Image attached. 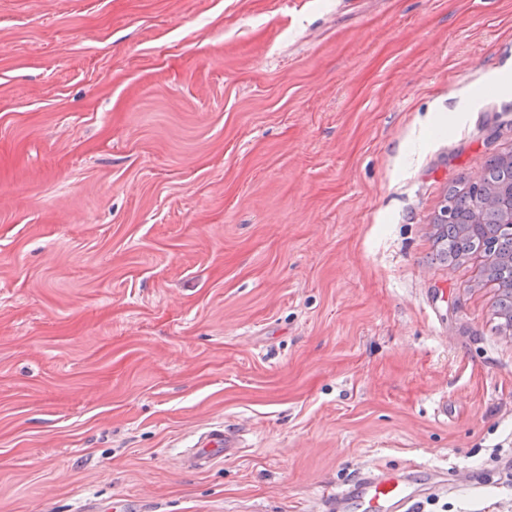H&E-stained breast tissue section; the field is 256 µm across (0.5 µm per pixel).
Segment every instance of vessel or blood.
<instances>
[{"label": "vessel or blood", "instance_id": "b4317fda", "mask_svg": "<svg viewBox=\"0 0 512 512\" xmlns=\"http://www.w3.org/2000/svg\"><path fill=\"white\" fill-rule=\"evenodd\" d=\"M240 450L237 430L220 422L214 423L190 446L182 465L192 470L203 469ZM480 481V476L455 468L443 474L414 466L399 470H365L343 489L323 495L316 508L318 512H418L424 501L448 484H477Z\"/></svg>", "mask_w": 512, "mask_h": 512}]
</instances>
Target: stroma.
<instances>
[{
	"mask_svg": "<svg viewBox=\"0 0 512 512\" xmlns=\"http://www.w3.org/2000/svg\"><path fill=\"white\" fill-rule=\"evenodd\" d=\"M511 152L512 0H0V512H512V329L435 246ZM241 447L237 430L224 427L221 422L214 423L189 447L182 466L192 470L203 469L216 460L239 453ZM479 475L457 468L437 473L405 466L400 470L375 469L358 473L352 482L321 496L316 511L321 512H418L424 501L452 483L480 484Z\"/></svg>",
	"mask_w": 512,
	"mask_h": 512,
	"instance_id": "obj_1",
	"label": "stroma"
}]
</instances>
